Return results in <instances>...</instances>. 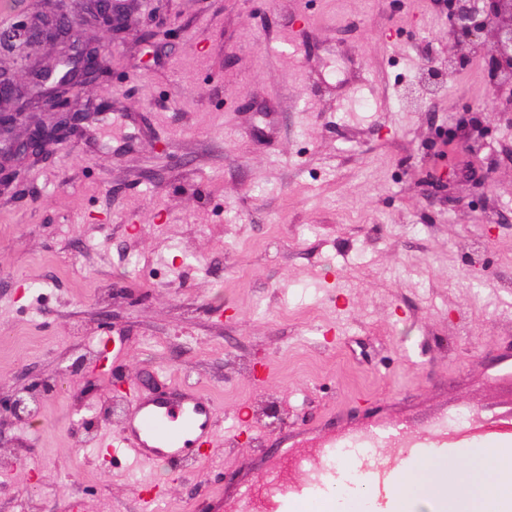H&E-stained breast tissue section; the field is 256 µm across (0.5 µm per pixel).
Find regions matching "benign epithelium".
<instances>
[{
    "instance_id": "benign-epithelium-1",
    "label": "benign epithelium",
    "mask_w": 512,
    "mask_h": 512,
    "mask_svg": "<svg viewBox=\"0 0 512 512\" xmlns=\"http://www.w3.org/2000/svg\"><path fill=\"white\" fill-rule=\"evenodd\" d=\"M84 11L91 23L112 34L125 26L124 0H86ZM448 26L464 42L487 48L496 78L512 81V0H448ZM76 31L66 11L0 28V57L29 62L30 51L43 43L61 47L52 65L29 70L30 97L0 68L1 189L20 183L24 163L41 158L78 129L84 113L70 88L108 73L103 49L83 43ZM33 103L42 114L35 121L27 113Z\"/></svg>"
}]
</instances>
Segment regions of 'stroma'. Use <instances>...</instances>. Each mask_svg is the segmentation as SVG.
Segmentation results:
<instances>
[{"instance_id":"obj_1","label":"stroma","mask_w":512,"mask_h":512,"mask_svg":"<svg viewBox=\"0 0 512 512\" xmlns=\"http://www.w3.org/2000/svg\"><path fill=\"white\" fill-rule=\"evenodd\" d=\"M79 8L0 0V26ZM78 31L113 72L73 94L121 133L0 192V399L62 386L0 410V512H223L229 441L139 500L151 469L100 447L117 376L187 379L260 440L512 399V115L438 0H135L120 37Z\"/></svg>"}]
</instances>
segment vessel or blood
Wrapping results in <instances>:
<instances>
[{"label":"vessel or blood","instance_id":"vessel-or-blood-1","mask_svg":"<svg viewBox=\"0 0 512 512\" xmlns=\"http://www.w3.org/2000/svg\"><path fill=\"white\" fill-rule=\"evenodd\" d=\"M162 391L134 392L112 446L115 453L155 466L189 462L197 448L217 443L215 406L196 386L163 376ZM277 451L261 461L258 478L224 493V512H301L317 503L335 512L330 494L346 471L357 472L371 492V512H392L409 465L429 457L459 460L471 448L512 455V404L472 410L465 419L441 412L423 424L378 415L340 427L313 426L298 439L278 436Z\"/></svg>","mask_w":512,"mask_h":512}]
</instances>
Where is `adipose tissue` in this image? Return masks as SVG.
Wrapping results in <instances>:
<instances>
[{
  "label": "adipose tissue",
  "mask_w": 512,
  "mask_h": 512,
  "mask_svg": "<svg viewBox=\"0 0 512 512\" xmlns=\"http://www.w3.org/2000/svg\"><path fill=\"white\" fill-rule=\"evenodd\" d=\"M439 481H431V474ZM396 512H433V502L447 496L451 512H497L512 498V458L488 448L472 449L461 465L418 461L406 471Z\"/></svg>",
  "instance_id": "obj_1"
}]
</instances>
